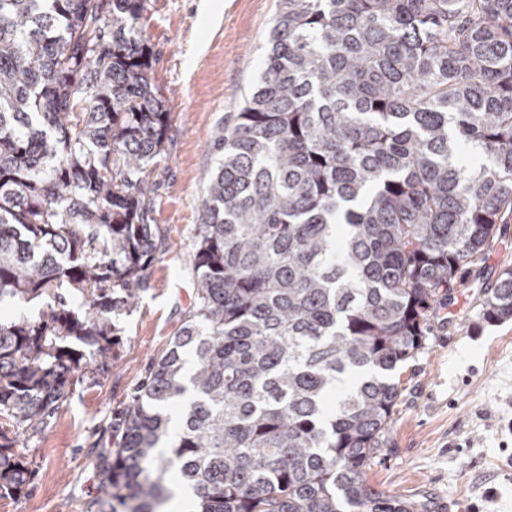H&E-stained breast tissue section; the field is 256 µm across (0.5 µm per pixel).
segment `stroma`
Returning a JSON list of instances; mask_svg holds the SVG:
<instances>
[{
	"mask_svg": "<svg viewBox=\"0 0 512 512\" xmlns=\"http://www.w3.org/2000/svg\"><path fill=\"white\" fill-rule=\"evenodd\" d=\"M154 71L171 127L151 194L158 258L138 303L119 312L108 367L71 386L20 454L31 479L0 512H87L94 450L178 332L195 293L194 249L205 177L232 113L257 86L278 0H146ZM512 267V217L471 264L427 346L401 366L400 396L365 469L372 491L427 501L434 512H512V321L484 320L481 303Z\"/></svg>",
	"mask_w": 512,
	"mask_h": 512,
	"instance_id": "stroma-1",
	"label": "stroma"
}]
</instances>
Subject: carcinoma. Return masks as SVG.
I'll return each mask as SVG.
<instances>
[{
    "instance_id": "carcinoma-1",
    "label": "carcinoma",
    "mask_w": 512,
    "mask_h": 512,
    "mask_svg": "<svg viewBox=\"0 0 512 512\" xmlns=\"http://www.w3.org/2000/svg\"><path fill=\"white\" fill-rule=\"evenodd\" d=\"M143 0H0V498L156 259L171 115ZM486 162L466 167L463 150ZM195 296L95 456L94 512H428L365 468L462 269L512 214V0H279L218 145ZM86 306L68 309L64 289ZM512 319V268L482 305ZM80 341L96 346L73 348ZM342 374L355 383L339 391Z\"/></svg>"
}]
</instances>
